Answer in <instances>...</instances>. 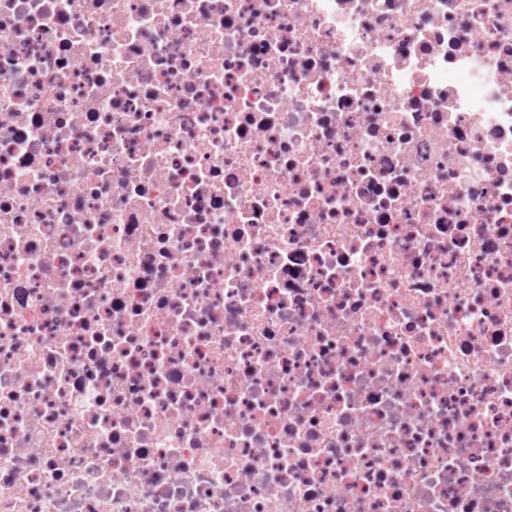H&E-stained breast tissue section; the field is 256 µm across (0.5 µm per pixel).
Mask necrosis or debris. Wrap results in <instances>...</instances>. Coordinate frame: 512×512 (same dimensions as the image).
Listing matches in <instances>:
<instances>
[{"mask_svg": "<svg viewBox=\"0 0 512 512\" xmlns=\"http://www.w3.org/2000/svg\"><path fill=\"white\" fill-rule=\"evenodd\" d=\"M0 512H512V0H0Z\"/></svg>", "mask_w": 512, "mask_h": 512, "instance_id": "obj_1", "label": "necrosis or debris"}]
</instances>
